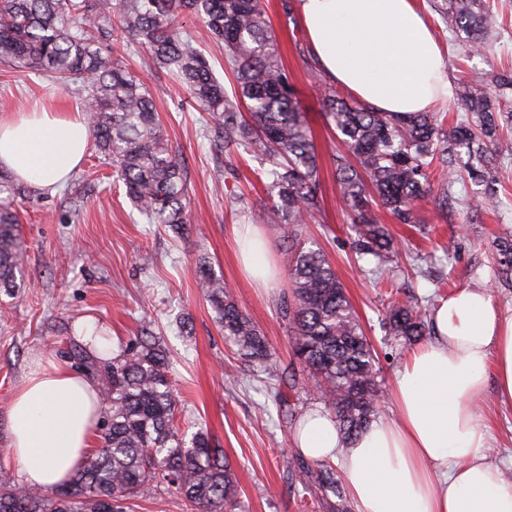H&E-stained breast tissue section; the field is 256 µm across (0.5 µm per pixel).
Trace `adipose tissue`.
I'll list each match as a JSON object with an SVG mask.
<instances>
[{
	"label": "adipose tissue",
	"instance_id": "obj_1",
	"mask_svg": "<svg viewBox=\"0 0 512 512\" xmlns=\"http://www.w3.org/2000/svg\"><path fill=\"white\" fill-rule=\"evenodd\" d=\"M327 75L382 112H422L450 101L437 41L415 0H297ZM89 130L81 113L41 109L0 116V169L47 189L83 160ZM436 334L412 349L392 387L394 419L345 440L331 414L307 411L295 446L335 460L356 512H512V484L489 461L476 413L487 383L512 406V315L482 285L435 308ZM101 415L94 380L52 356L32 360L7 419L9 449L26 487L67 483Z\"/></svg>",
	"mask_w": 512,
	"mask_h": 512
}]
</instances>
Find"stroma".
<instances>
[{"label": "stroma", "instance_id": "obj_1", "mask_svg": "<svg viewBox=\"0 0 512 512\" xmlns=\"http://www.w3.org/2000/svg\"><path fill=\"white\" fill-rule=\"evenodd\" d=\"M294 2L262 0L322 158L323 205L307 224L304 240L328 256L375 349L379 415L389 419L394 415L392 384L410 345L386 331V303L412 301L427 316L440 299L485 274L499 305L512 313V280L499 276L494 261L500 240H512V155L489 158L498 179L497 209L482 203L485 184L458 179L447 209L424 201L414 211V223L388 220L394 260L375 273L363 270L330 162L340 142L318 96L332 80L312 50ZM487 3L504 34L494 48L473 53L448 32L435 0L423 2L447 50L451 84L473 69L512 74V0ZM142 77L164 135L184 161L189 222L179 237L165 225L145 223L114 184L111 166L92 155L84 157L68 191L34 189L18 203L17 229L27 246L25 286L11 293L0 289L5 311L0 317V478L22 482L8 458L6 413L31 360L38 355L68 360L71 348L82 342L80 327L91 321L111 337L113 353L148 332L165 347L180 429L189 435L208 430L223 448L238 482L236 512H328L322 494L301 499L293 465L300 456L293 432L307 410L322 406L319 393L307 386L296 391L264 386V374L225 339L198 286L197 267L204 260L264 335L277 367L292 362L288 325L280 314L291 288L288 261L278 225L264 221L270 201L257 179L261 164L251 153L228 156L210 144L201 112L164 71H146ZM42 104L72 110L77 98L50 79L0 67V114ZM219 170L224 173L220 191L213 181ZM242 224L255 225L265 237L261 260L274 271L268 287L256 285L239 262L236 230ZM483 398L492 435L489 457L512 477V407L498 403L491 385Z\"/></svg>", "mask_w": 512, "mask_h": 512}]
</instances>
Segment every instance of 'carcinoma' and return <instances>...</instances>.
Instances as JSON below:
<instances>
[{"mask_svg":"<svg viewBox=\"0 0 512 512\" xmlns=\"http://www.w3.org/2000/svg\"><path fill=\"white\" fill-rule=\"evenodd\" d=\"M449 31L474 50L485 48L499 26L483 0H448L438 6ZM201 18L224 44L232 77L227 88L177 16ZM118 20L125 43L102 48ZM148 51L146 65L173 76L207 115V137L230 154L242 148L261 158L272 197L267 223L282 225L288 274L294 288L280 304L295 362L276 371L265 337L234 302L222 277L205 265L200 287L215 320L241 355L261 364L267 380L290 383L305 372L315 380L345 438L356 437L377 415L380 368L343 284L320 249L304 246L305 224L321 210L318 153L306 113L285 69L262 0H0V66L33 69L74 87L86 112L88 149L115 169L125 196L148 224L178 230L188 223L184 167L165 138L155 105L125 54ZM498 95L490 96L487 86ZM512 76L473 71L458 85L465 111L452 126L431 112H380L326 87L321 104L344 149L331 155L343 209L355 224V251L379 270L392 262L393 239L380 212L412 223L416 203L448 207L450 180L437 193L429 170L448 151L465 152L484 167L505 116ZM30 189L0 174V288L23 287L24 244L15 205ZM498 273L512 277V241L499 245ZM392 335L409 342L426 334L421 313L391 303ZM70 356L96 378L105 403L101 448L87 456L66 485L27 493L0 484V512H125L124 502L175 489L192 512H234L238 483L211 436L199 430L186 444L176 426V403L165 352L145 338L112 360L81 347ZM303 491H345L326 461L300 462Z\"/></svg>","mask_w":512,"mask_h":512,"instance_id":"1","label":"carcinoma"}]
</instances>
